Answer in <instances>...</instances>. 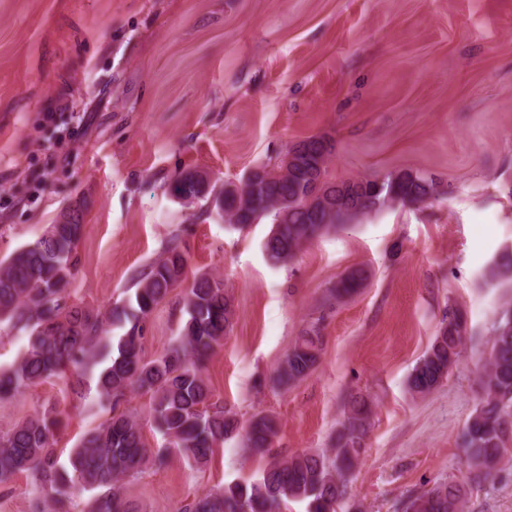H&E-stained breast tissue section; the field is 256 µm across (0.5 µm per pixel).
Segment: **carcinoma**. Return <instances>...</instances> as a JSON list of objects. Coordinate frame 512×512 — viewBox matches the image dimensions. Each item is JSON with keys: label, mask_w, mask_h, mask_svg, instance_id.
Instances as JSON below:
<instances>
[{"label": "carcinoma", "mask_w": 512, "mask_h": 512, "mask_svg": "<svg viewBox=\"0 0 512 512\" xmlns=\"http://www.w3.org/2000/svg\"><path fill=\"white\" fill-rule=\"evenodd\" d=\"M332 145L311 136L293 145L279 164H264L241 185L218 181L200 189L203 172L187 170L168 182L170 196L191 205L205 199L217 213L242 230L265 217L273 227L263 243L267 260L287 265L313 238L350 224L391 203H426L439 184L412 172L382 179L325 180ZM84 224L79 210L61 224H51L35 241L0 261V322L26 332L21 355L0 369V399L36 386L52 376L72 379L81 394L85 379H96L98 403L109 417L85 432L66 458L56 448L62 419L52 412L24 419L0 432V486L26 474L43 498L37 512H70L77 493L89 492L86 512H138L121 492L120 481L149 464L162 465L179 456L196 465L208 462L226 439L243 434L245 447L265 454L277 434L272 419L256 414L243 425L212 401L203 376L205 364L223 346L232 317L224 282L206 274L196 277L183 296L186 320L179 336L161 355L146 356L147 324L154 309L181 281L187 256L178 235L167 241L149 270L136 276L134 294L105 313L71 303L70 279L77 265L76 245ZM495 277L512 279V253L492 268ZM362 280L352 272L336 285V297L353 293ZM466 321L457 310L408 376L410 392L438 388L458 362ZM322 337L305 332L283 359L276 380L300 381L318 362ZM481 398L460 439L465 462L476 477L487 478L512 462V308L503 310L479 375ZM130 391L149 396L151 427L162 447L149 450L139 422L123 408ZM371 409L353 397L330 453L301 452L272 458L260 478L229 484L196 496L184 512H281L289 500L307 502L308 512H338L350 498L349 478L364 451ZM466 488L450 479L411 498L405 512H462Z\"/></svg>", "instance_id": "1"}]
</instances>
